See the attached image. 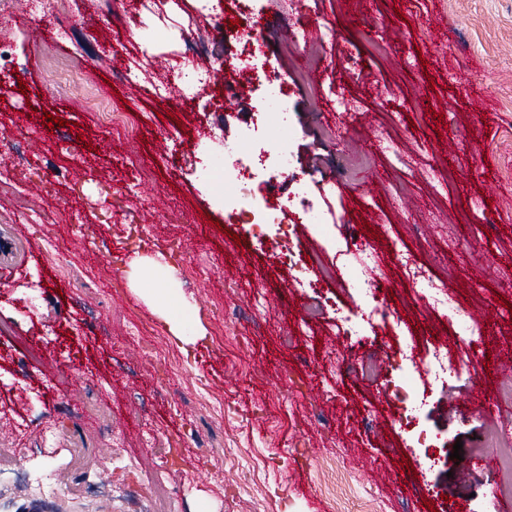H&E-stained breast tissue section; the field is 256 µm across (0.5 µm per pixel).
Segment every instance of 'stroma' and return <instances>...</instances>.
Returning a JSON list of instances; mask_svg holds the SVG:
<instances>
[{"instance_id": "35a3bbf8", "label": "stroma", "mask_w": 512, "mask_h": 512, "mask_svg": "<svg viewBox=\"0 0 512 512\" xmlns=\"http://www.w3.org/2000/svg\"><path fill=\"white\" fill-rule=\"evenodd\" d=\"M255 14L259 59L288 86L297 131L293 170L273 187L284 201L335 178L343 156L371 155L344 191L313 201L342 244L378 249L398 321L354 335L347 319L364 302L329 239L297 229L303 264L331 270L308 284L274 259L273 231L232 223L219 184L201 179L208 141L252 127L256 86L234 93L215 68L203 95L162 96L128 78L136 62L176 56L196 72L199 29L237 58L228 18L200 17L197 0H63L56 19L40 0L1 10L0 128L33 180L0 192V320L12 324L0 332V512H149L157 486L172 492L167 512H512V474L478 464L512 456V400L473 403L477 387L512 384L493 371L512 350V0H257ZM45 26L54 37H33ZM293 28L312 29L313 57L288 52ZM312 64L315 88L297 78ZM342 97L352 112L337 111ZM105 112L123 124L102 129ZM386 136L413 167L381 154ZM77 165L87 178H72ZM42 201L45 225L24 224L18 205ZM75 224L90 241L49 258L47 236ZM159 253L166 268L136 287L129 259ZM406 262L485 327L476 357L423 408L444 439L432 468L399 425L392 365L413 338L467 342L403 289ZM175 321L203 338L182 342ZM146 428L168 450L163 468L139 440ZM376 461L385 483L369 477ZM14 468L55 478L54 491L20 492ZM136 468L134 493L98 485L99 471Z\"/></svg>"}]
</instances>
